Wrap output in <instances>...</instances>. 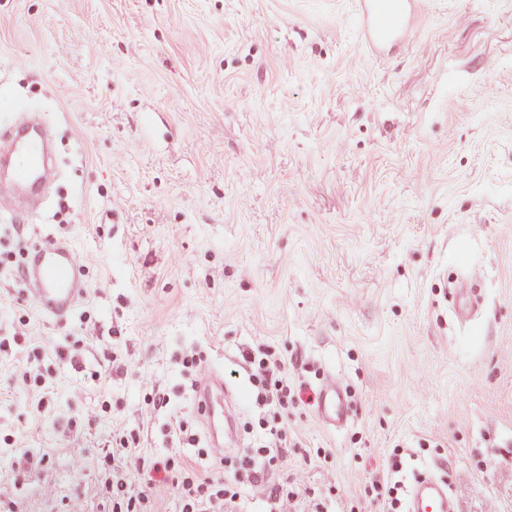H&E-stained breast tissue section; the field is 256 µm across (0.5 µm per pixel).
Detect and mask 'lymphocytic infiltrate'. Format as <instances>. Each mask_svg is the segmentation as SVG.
<instances>
[{"mask_svg": "<svg viewBox=\"0 0 512 512\" xmlns=\"http://www.w3.org/2000/svg\"><path fill=\"white\" fill-rule=\"evenodd\" d=\"M245 362L252 384L251 403L259 411L255 441L252 447L231 458L232 480H224L220 475L204 479L189 475L178 481L176 487L182 512H246L239 486L266 483L269 469L287 459L288 410L301 402V389L272 354L261 351L246 356ZM115 443L112 512H143L150 504L151 488L132 486V477L145 472L168 475L181 447L173 445L166 456L150 458L142 452L135 438L124 433H117ZM402 469L400 460H392L386 476L373 479L366 486V496L380 512H403L399 480ZM300 482V477L296 476L289 482L266 484L268 512H322L321 499L300 498L296 490Z\"/></svg>", "mask_w": 512, "mask_h": 512, "instance_id": "1", "label": "lymphocytic infiltrate"}]
</instances>
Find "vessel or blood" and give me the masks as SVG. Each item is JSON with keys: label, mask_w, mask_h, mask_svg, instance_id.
<instances>
[{"label": "vessel or blood", "mask_w": 512, "mask_h": 512, "mask_svg": "<svg viewBox=\"0 0 512 512\" xmlns=\"http://www.w3.org/2000/svg\"><path fill=\"white\" fill-rule=\"evenodd\" d=\"M415 0H358L362 35L372 50L393 41H405L415 34L411 14ZM9 149L16 158L21 177L40 175L46 154L42 139L13 141ZM79 254L70 247L44 243L38 246L25 271L31 292L40 310L57 319L66 318L84 294L77 272ZM195 399L206 422V434L214 447L224 445V377L214 368L202 371L195 385ZM318 413L331 425L343 423L348 415L345 395L336 382H329L318 397ZM407 512H451L448 489L436 479L418 477L412 486Z\"/></svg>", "instance_id": "1"}]
</instances>
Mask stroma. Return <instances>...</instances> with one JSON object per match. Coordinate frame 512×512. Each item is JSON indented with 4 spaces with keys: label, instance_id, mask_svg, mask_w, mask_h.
Wrapping results in <instances>:
<instances>
[{
    "label": "stroma",
    "instance_id": "1",
    "mask_svg": "<svg viewBox=\"0 0 512 512\" xmlns=\"http://www.w3.org/2000/svg\"><path fill=\"white\" fill-rule=\"evenodd\" d=\"M417 2L377 55L356 0H0V130L40 113L54 162L0 218V512H112L118 425L156 458L184 420L182 466L224 473L184 362L242 422L258 349L307 399L271 481L350 512L397 448L404 487L512 512V0ZM47 241L86 259L61 321L24 280ZM318 413L330 425L343 423L348 415L345 395L336 381L329 382L321 389L318 397Z\"/></svg>",
    "mask_w": 512,
    "mask_h": 512
}]
</instances>
